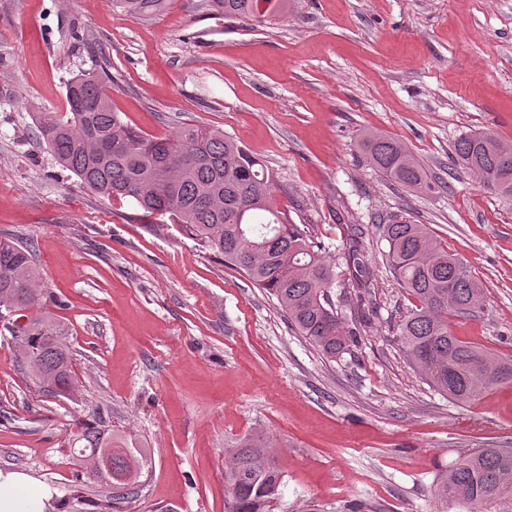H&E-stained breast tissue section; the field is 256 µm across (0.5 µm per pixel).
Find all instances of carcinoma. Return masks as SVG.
<instances>
[{"mask_svg": "<svg viewBox=\"0 0 512 512\" xmlns=\"http://www.w3.org/2000/svg\"><path fill=\"white\" fill-rule=\"evenodd\" d=\"M124 11L150 17L166 0H115ZM227 18L258 24L288 11V0H208ZM64 112H38L39 142L56 163L92 192L130 200L145 220L163 218L184 237L224 260L276 299L288 322L322 354L348 350L355 332L331 297L336 268L322 256L306 226L275 205L272 169L224 131L187 125L173 136L146 134L125 122L94 71L66 84ZM372 167L408 188L427 186L424 169L399 141L368 134L361 142ZM454 160L501 201L512 206V151L492 132L465 134L453 144ZM385 263L401 289L418 300L397 324L396 336L411 364L434 388L458 402L512 379V359L455 336L450 317L484 311L482 281L448 253L423 224L403 216L377 222ZM363 231L348 234L349 278L342 301L362 309L374 271L360 246ZM31 247L0 239V319L22 357L23 373L54 397L74 389L73 351L53 313L55 300L40 284ZM67 457L109 491L108 509L124 512L143 491L151 458L130 435L109 429L95 411L77 420ZM269 444L256 433L231 449L226 472L235 512H273L281 473L267 462ZM112 452V468L101 458ZM437 499L484 512L496 499L512 498V448H474L448 465L435 484Z\"/></svg>", "mask_w": 512, "mask_h": 512, "instance_id": "carcinoma-1", "label": "carcinoma"}]
</instances>
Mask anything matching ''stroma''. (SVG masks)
Returning a JSON list of instances; mask_svg holds the SVG:
<instances>
[{"label": "stroma", "instance_id": "35a3bbf8", "mask_svg": "<svg viewBox=\"0 0 512 512\" xmlns=\"http://www.w3.org/2000/svg\"><path fill=\"white\" fill-rule=\"evenodd\" d=\"M84 29L86 42L71 35ZM102 65L125 121L164 137L221 129L278 176L275 202L344 266L347 227L365 230L374 312L348 351L322 355L263 289L175 229H155L63 171L37 142V111L66 109L65 85ZM476 130L512 143V0H293L265 26L205 0H168L140 18L113 0H0V237L34 251L74 352L71 397L39 393L0 328V470L99 512L66 449L76 419L104 408L149 448L129 512H232L228 450L269 438L282 474L276 512H462L434 496L439 473L474 448H512V381L449 400L407 362L393 327L416 300L381 255L373 220L427 225L486 287L463 340L512 358V207L450 167ZM404 142L428 187H400L359 144Z\"/></svg>", "mask_w": 512, "mask_h": 512}]
</instances>
